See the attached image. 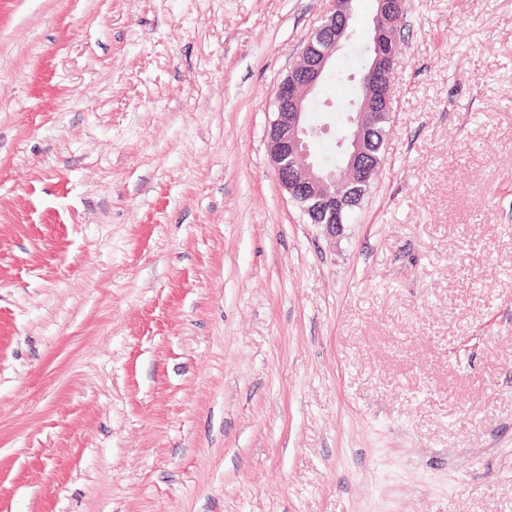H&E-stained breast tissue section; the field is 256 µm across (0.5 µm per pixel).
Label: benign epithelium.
Returning <instances> with one entry per match:
<instances>
[{
    "mask_svg": "<svg viewBox=\"0 0 512 512\" xmlns=\"http://www.w3.org/2000/svg\"><path fill=\"white\" fill-rule=\"evenodd\" d=\"M353 2L330 0L320 24L303 43L298 62L275 90L274 119L266 131L269 160L282 189L331 237L341 234L344 216L360 205L375 173L366 142L374 114L392 110L398 22L406 10V0H376L373 27L363 35L366 58L358 74L368 92L357 94L346 112L337 164L323 166L312 146L328 126L311 124L308 114L332 57L352 35Z\"/></svg>",
    "mask_w": 512,
    "mask_h": 512,
    "instance_id": "7a95c632",
    "label": "benign epithelium"
}]
</instances>
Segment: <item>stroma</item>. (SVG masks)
<instances>
[{
    "label": "stroma",
    "mask_w": 512,
    "mask_h": 512,
    "mask_svg": "<svg viewBox=\"0 0 512 512\" xmlns=\"http://www.w3.org/2000/svg\"><path fill=\"white\" fill-rule=\"evenodd\" d=\"M328 0H0V512H512V0H408L332 238L277 85Z\"/></svg>",
    "instance_id": "35a3bbf8"
}]
</instances>
